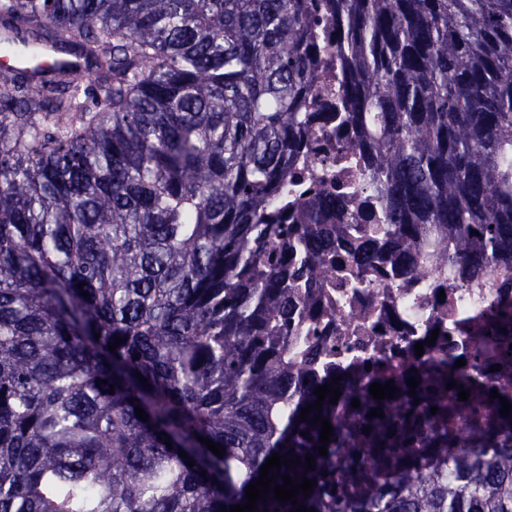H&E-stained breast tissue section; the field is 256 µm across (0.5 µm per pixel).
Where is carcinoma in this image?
<instances>
[{
	"label": "carcinoma",
	"instance_id": "1",
	"mask_svg": "<svg viewBox=\"0 0 512 512\" xmlns=\"http://www.w3.org/2000/svg\"><path fill=\"white\" fill-rule=\"evenodd\" d=\"M0 29V54L95 67L90 105L67 70L0 66V512H222L274 452L315 512H512L511 296L460 368L426 344L343 375L327 456L300 418L333 378L302 335L333 253L512 289V0H0ZM332 53L387 214L346 241L323 185L273 214Z\"/></svg>",
	"mask_w": 512,
	"mask_h": 512
}]
</instances>
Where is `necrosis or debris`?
I'll return each instance as SVG.
<instances>
[{"label":"necrosis or debris","mask_w":512,"mask_h":512,"mask_svg":"<svg viewBox=\"0 0 512 512\" xmlns=\"http://www.w3.org/2000/svg\"><path fill=\"white\" fill-rule=\"evenodd\" d=\"M295 193H302L314 181H326L332 190L347 196L348 212L359 223L381 225L384 207L367 187L368 173L360 166L357 149L337 146L334 137L319 133L311 149L298 154L291 164ZM390 289H381V280ZM500 291L496 288H448V270L430 263L423 273L403 274L384 264L382 273H369L358 282L354 267L347 266L318 284L316 298L321 311L316 323L332 350L319 362L325 370H349L371 355L386 365H406V341L436 335L437 350L462 353L458 329L472 323L486 310Z\"/></svg>","instance_id":"obj_1"}]
</instances>
